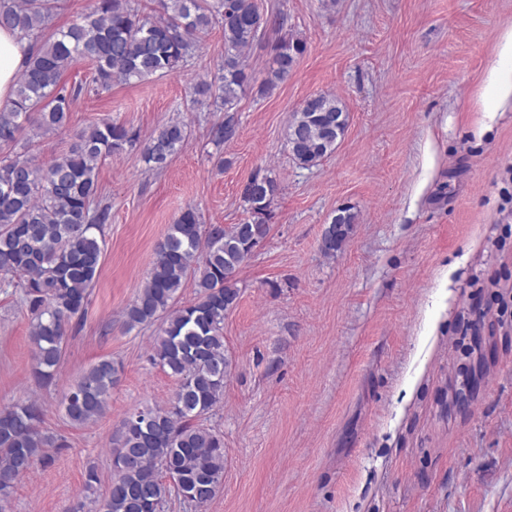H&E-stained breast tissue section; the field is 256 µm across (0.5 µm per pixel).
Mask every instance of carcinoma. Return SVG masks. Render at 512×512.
Instances as JSON below:
<instances>
[{"label": "carcinoma", "mask_w": 512, "mask_h": 512, "mask_svg": "<svg viewBox=\"0 0 512 512\" xmlns=\"http://www.w3.org/2000/svg\"><path fill=\"white\" fill-rule=\"evenodd\" d=\"M60 0H0V26L18 31L33 51L18 74L14 99L0 109V285L21 290L20 304L31 315L34 374L49 383L61 363L68 331L80 323L99 276L104 254L103 226L110 209L97 203L99 166L138 140L123 125L103 120L75 136L68 151L47 167L32 159L33 138L66 127L84 86H67L73 65H93L89 85L107 91L114 81L142 82L176 70L215 25L224 31V59L211 82L196 92L213 98L224 120L212 127V141L236 137L237 104L250 86L246 51L284 15L269 16L257 0H158L162 12L149 15L140 0H93L74 22L41 40ZM306 46L282 39L274 48L262 87L272 90L291 75ZM345 111L331 94H317L292 112L287 145L292 159L312 168L336 150L330 118ZM186 123L163 125L142 148L149 172L168 168L187 144ZM281 187L269 174L254 173L241 193L248 217L227 228L202 224L188 205L170 225L156 250L149 278L123 313L133 330L162 321L153 337L150 360L176 381L167 406L128 413L108 451L112 482L97 493L98 465L86 466L85 489L97 494L95 512H163L168 498L203 507L224 483V436L201 419L224 398L233 360L224 346V317L240 297L237 273L268 237L271 204ZM357 214L340 207L322 232L329 258L348 243ZM196 298L177 305L187 280ZM122 365L102 358L86 369L62 401L73 426L105 414ZM64 439L43 427L40 405L28 398L0 409V512L10 506L21 480L40 463L53 461L51 449Z\"/></svg>", "instance_id": "obj_1"}]
</instances>
